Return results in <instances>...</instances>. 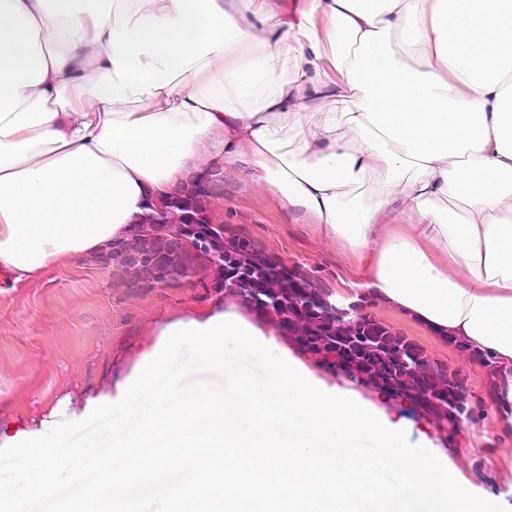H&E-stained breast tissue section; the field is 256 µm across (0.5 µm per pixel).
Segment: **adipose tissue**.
<instances>
[{
    "label": "adipose tissue",
    "instance_id": "obj_1",
    "mask_svg": "<svg viewBox=\"0 0 512 512\" xmlns=\"http://www.w3.org/2000/svg\"><path fill=\"white\" fill-rule=\"evenodd\" d=\"M279 2L0 0V270L247 159L367 287L491 353L512 409V0Z\"/></svg>",
    "mask_w": 512,
    "mask_h": 512
}]
</instances>
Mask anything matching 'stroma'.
<instances>
[{
    "label": "stroma",
    "mask_w": 512,
    "mask_h": 512,
    "mask_svg": "<svg viewBox=\"0 0 512 512\" xmlns=\"http://www.w3.org/2000/svg\"><path fill=\"white\" fill-rule=\"evenodd\" d=\"M223 181L224 194L213 202L218 220L245 230L267 253L314 275L333 294L353 301L366 294L358 261L318 225L288 214L277 194L250 180L247 166L225 170ZM212 308L243 313L200 273L188 283L136 286L115 266L91 257L62 261L31 282L16 284L0 273V429L83 419L87 400L111 393L166 325ZM367 311L432 360L459 371L473 397H484L483 368L465 362L454 345L379 298H371ZM356 390L390 417L406 421L414 437L444 452L477 492L512 505V431L493 406H484L479 419L449 436L411 412L408 402L361 384ZM65 397L68 408L51 417Z\"/></svg>",
    "instance_id": "obj_1"
}]
</instances>
